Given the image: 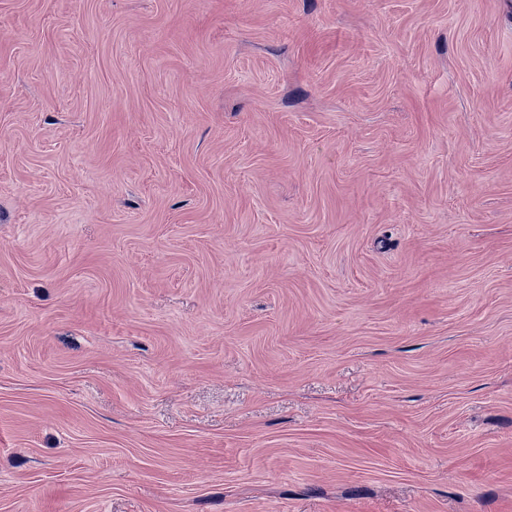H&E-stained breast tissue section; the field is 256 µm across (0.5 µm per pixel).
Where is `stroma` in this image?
<instances>
[{
    "mask_svg": "<svg viewBox=\"0 0 512 512\" xmlns=\"http://www.w3.org/2000/svg\"><path fill=\"white\" fill-rule=\"evenodd\" d=\"M0 512H512V0H0Z\"/></svg>",
    "mask_w": 512,
    "mask_h": 512,
    "instance_id": "1",
    "label": "stroma"
}]
</instances>
